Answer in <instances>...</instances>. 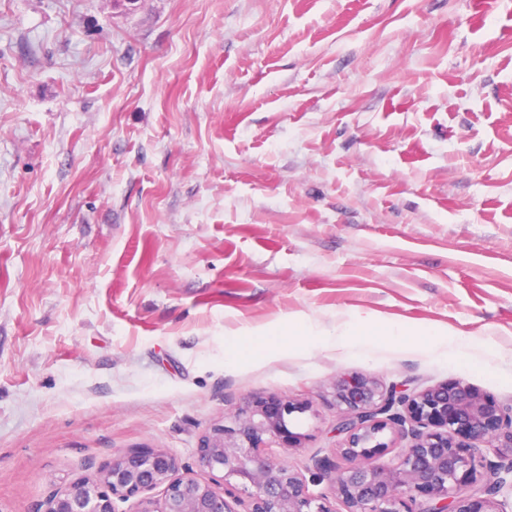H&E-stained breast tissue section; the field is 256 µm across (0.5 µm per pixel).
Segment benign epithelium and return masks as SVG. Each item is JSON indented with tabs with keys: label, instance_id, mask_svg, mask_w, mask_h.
Returning <instances> with one entry per match:
<instances>
[{
	"label": "benign epithelium",
	"instance_id": "obj_1",
	"mask_svg": "<svg viewBox=\"0 0 512 512\" xmlns=\"http://www.w3.org/2000/svg\"><path fill=\"white\" fill-rule=\"evenodd\" d=\"M329 405L333 431L345 435L333 459L315 454L296 468L277 458L276 448L302 447L289 419L312 403L269 392L202 436L196 454L207 476H180L172 454L136 445L96 478L52 491L43 512H339L334 500L345 512H508L512 404L460 380L410 388L343 374ZM306 471L329 492L310 491ZM159 487L161 498L148 496Z\"/></svg>",
	"mask_w": 512,
	"mask_h": 512
}]
</instances>
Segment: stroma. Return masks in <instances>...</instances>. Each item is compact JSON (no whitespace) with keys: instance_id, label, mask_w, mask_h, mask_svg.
<instances>
[{"instance_id":"obj_1","label":"stroma","mask_w":512,"mask_h":512,"mask_svg":"<svg viewBox=\"0 0 512 512\" xmlns=\"http://www.w3.org/2000/svg\"><path fill=\"white\" fill-rule=\"evenodd\" d=\"M352 373L512 403V0H0V512Z\"/></svg>"}]
</instances>
